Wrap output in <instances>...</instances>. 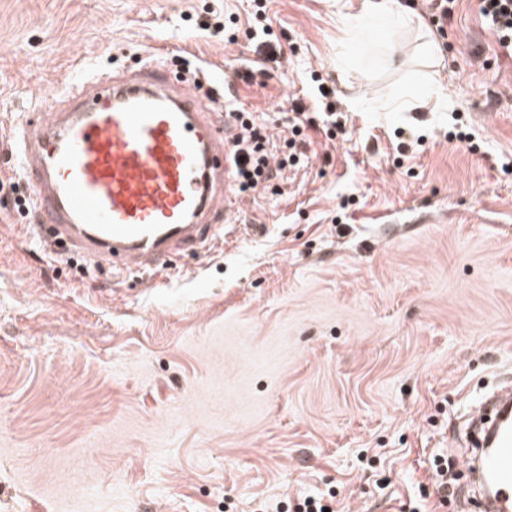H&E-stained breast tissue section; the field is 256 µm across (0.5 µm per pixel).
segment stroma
<instances>
[{
	"label": "stroma",
	"mask_w": 512,
	"mask_h": 512,
	"mask_svg": "<svg viewBox=\"0 0 512 512\" xmlns=\"http://www.w3.org/2000/svg\"><path fill=\"white\" fill-rule=\"evenodd\" d=\"M364 0H0V512H483L439 498L512 374V60L458 0L444 31L348 34ZM225 30L214 33L216 18ZM165 60L219 113L317 112L305 163L238 196L170 269L91 275L15 204L13 126L76 74ZM232 73L234 91H225ZM442 105L427 98L433 81Z\"/></svg>",
	"instance_id": "obj_1"
}]
</instances>
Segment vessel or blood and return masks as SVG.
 <instances>
[{
	"instance_id": "vessel-or-blood-1",
	"label": "vessel or blood",
	"mask_w": 512,
	"mask_h": 512,
	"mask_svg": "<svg viewBox=\"0 0 512 512\" xmlns=\"http://www.w3.org/2000/svg\"><path fill=\"white\" fill-rule=\"evenodd\" d=\"M63 119L25 124L15 157L33 181L52 233L93 263L122 271L170 264L201 242L217 204L232 208L231 134L214 101L172 80L160 63L123 78L82 76ZM476 466L496 484L489 512H512V429Z\"/></svg>"
}]
</instances>
